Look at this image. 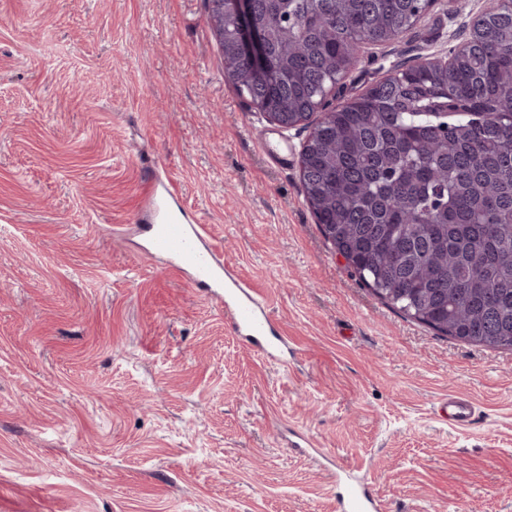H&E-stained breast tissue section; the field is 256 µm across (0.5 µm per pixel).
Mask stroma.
<instances>
[{
	"label": "stroma",
	"mask_w": 512,
	"mask_h": 512,
	"mask_svg": "<svg viewBox=\"0 0 512 512\" xmlns=\"http://www.w3.org/2000/svg\"><path fill=\"white\" fill-rule=\"evenodd\" d=\"M480 8L436 0L365 43L336 104L448 53ZM307 135L243 105L205 0H0V512H341L346 478L384 512H512V350L351 276L305 201ZM167 186L261 294L285 361L147 256ZM451 393L476 423L436 415Z\"/></svg>",
	"instance_id": "35a3bbf8"
}]
</instances>
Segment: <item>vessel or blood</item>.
<instances>
[{"mask_svg":"<svg viewBox=\"0 0 512 512\" xmlns=\"http://www.w3.org/2000/svg\"><path fill=\"white\" fill-rule=\"evenodd\" d=\"M147 233L151 254L170 259L173 270L191 271V286L207 289L210 297L220 300L224 317L235 335L268 357L280 356L288 342L276 335L272 321L264 313L262 296L224 266L216 245L205 243L202 225L174 219L148 226ZM436 411L441 418L462 427L471 425L477 417L470 400L452 395L440 400ZM342 508L344 512H375L376 506L363 487L352 484L347 488Z\"/></svg>","mask_w":512,"mask_h":512,"instance_id":"vessel-or-blood-1","label":"vessel or blood"}]
</instances>
